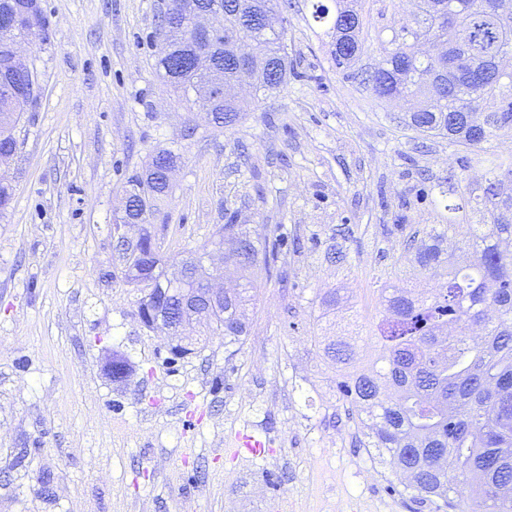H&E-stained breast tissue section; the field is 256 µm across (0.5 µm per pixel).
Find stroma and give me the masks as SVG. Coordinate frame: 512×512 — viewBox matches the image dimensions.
I'll list each match as a JSON object with an SVG mask.
<instances>
[{
  "mask_svg": "<svg viewBox=\"0 0 512 512\" xmlns=\"http://www.w3.org/2000/svg\"><path fill=\"white\" fill-rule=\"evenodd\" d=\"M291 2L287 86L242 93L221 131L157 73L164 0H41L45 30L20 43L41 90L0 168L13 188L0 212V512H431L391 491L393 474L359 444L311 341L312 307L343 290L368 366L382 288L439 285L413 269L408 241L458 214L481 223L475 201L491 160H512V138L426 136L404 124L406 103L373 93L368 77L416 0H359L363 49L345 72L310 0ZM159 148L181 155L152 226L168 274L219 224L288 237L242 342L214 336L177 359L135 315L113 230L128 177ZM332 244L343 262L326 260ZM116 356L122 382L105 370ZM239 433L268 446L227 454Z\"/></svg>",
  "mask_w": 512,
  "mask_h": 512,
  "instance_id": "1",
  "label": "stroma"
}]
</instances>
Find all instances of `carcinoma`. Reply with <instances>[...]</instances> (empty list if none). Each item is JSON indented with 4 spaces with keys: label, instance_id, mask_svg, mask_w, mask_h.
Masks as SVG:
<instances>
[{
    "label": "carcinoma",
    "instance_id": "carcinoma-1",
    "mask_svg": "<svg viewBox=\"0 0 512 512\" xmlns=\"http://www.w3.org/2000/svg\"><path fill=\"white\" fill-rule=\"evenodd\" d=\"M224 14L225 34L214 43L190 40L179 28L171 30L172 52L158 57L157 66L173 90L195 102L220 128L234 125L241 112L227 95L212 96L209 71L186 65L185 52L204 48L215 61L224 84L235 82L233 62L237 45L228 33L241 32L272 63L283 62L278 77L253 76L256 98L288 84V55L284 31L253 27L251 9L275 10L277 0H204ZM336 12L321 0L312 3V18L330 19L331 56L336 67L353 66L362 49L363 22L348 31L344 13L350 7L334 0ZM433 7L425 33L448 35L442 18L459 10L454 33L466 43L467 58L452 88L433 95L448 60L419 56L401 42L386 56L384 66L371 75L375 94L388 100L423 101L406 113L407 123L425 135L446 137L454 143L478 147L512 133V71L495 84L479 81V72L499 58L512 56V20L490 6V0H422ZM24 109L0 83V163L13 158L18 144L15 129ZM180 156L162 149L151 156L142 174L127 180V208L140 216L144 228L133 248L121 251L122 280L142 291L138 302L176 314L184 288H202L207 272L189 261L186 281L167 279L154 238L146 225L167 197V163ZM480 200L487 224H450L431 230L412 244L413 262L423 275L445 278L431 292L390 285L382 291V319L378 324L379 351L372 366L350 370L356 351L354 336H314V344L336 365V387L352 407L364 437L363 447L375 448L381 462L401 475L398 490L431 505L433 512H512V163L494 159ZM225 240L224 270L239 275L241 283L224 297L207 319L208 333L189 337L184 351L205 347L208 337L233 342L247 335L245 306L256 288L257 271H269L262 234L240 224H222L211 243Z\"/></svg>",
    "mask_w": 512,
    "mask_h": 512
}]
</instances>
